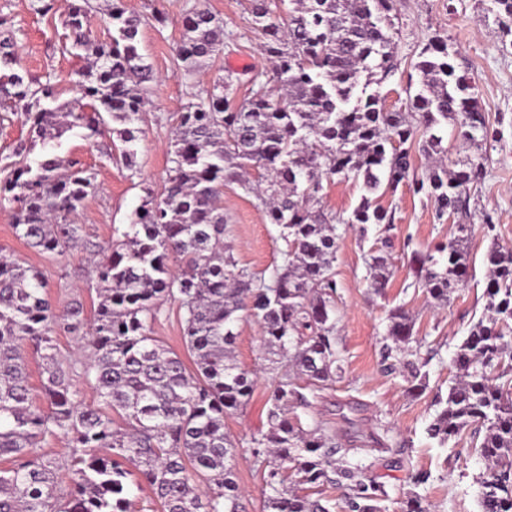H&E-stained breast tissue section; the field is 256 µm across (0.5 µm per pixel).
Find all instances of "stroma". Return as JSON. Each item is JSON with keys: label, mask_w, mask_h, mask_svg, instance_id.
I'll return each mask as SVG.
<instances>
[{"label": "stroma", "mask_w": 512, "mask_h": 512, "mask_svg": "<svg viewBox=\"0 0 512 512\" xmlns=\"http://www.w3.org/2000/svg\"><path fill=\"white\" fill-rule=\"evenodd\" d=\"M70 0H54L48 14L38 13V0H0V19L13 33L20 63L30 77L53 76L58 98H78L76 73L86 66L83 58L63 53L67 32L62 21ZM128 12L141 15V51L153 68L147 110L139 124L141 133L134 167L108 161L104 152L111 135L86 138L76 129L62 138L63 156L79 159L96 172L97 189L78 210L83 246L66 255L37 253L19 240L12 228L10 205L0 206V256L42 270L49 296L57 309L81 300L93 310L87 257L126 230L134 209L147 195L161 192L169 167L168 149L176 120L190 100L192 89L212 86L217 78L231 81L230 99L242 102L253 84L267 82L271 67L260 50L262 38L253 27L249 0H124ZM208 10L224 21V52L208 68L184 75L178 47L184 14L190 7ZM492 0H396L394 56L398 69L380 92L389 111L408 110L409 76L429 39L441 37L457 52L458 74L475 87L481 112L486 116L488 145L485 173L470 186L468 283L454 293L448 306L432 300L424 288L415 287L410 256L447 240L451 226L434 219L432 202L399 188L379 200L395 214L388 236L392 243L390 277L384 294L369 288L364 258L372 246L358 233L348 232L334 265L337 306V348L343 374L302 416L304 425L332 430L342 447L363 462L368 477L384 485L386 512H400L404 493L417 490L432 512H478L477 487L472 475L479 469L470 452L471 439L463 437L454 448L443 449L427 438L425 429L434 413L437 393L446 391L453 375V353L481 315L487 281L484 258L490 241L482 230L484 220L496 226L498 243L512 249V35L499 27ZM166 18L164 27L151 21L152 10ZM224 240L234 248L241 266L253 272L272 269L281 260L285 243L277 226L266 223L252 195L239 185L224 187ZM401 307L414 320L412 346L427 358L429 385L413 395L401 375L383 373L381 348L388 315ZM235 359L242 367L258 371L259 378L247 408L224 420L231 439L250 438L266 421L265 402L276 379L266 369L260 327L250 316L238 323ZM424 471L426 484L415 487L412 473Z\"/></svg>", "instance_id": "1"}]
</instances>
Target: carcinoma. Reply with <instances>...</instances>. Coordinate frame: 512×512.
<instances>
[{
	"instance_id": "cac0c4a2",
	"label": "carcinoma",
	"mask_w": 512,
	"mask_h": 512,
	"mask_svg": "<svg viewBox=\"0 0 512 512\" xmlns=\"http://www.w3.org/2000/svg\"><path fill=\"white\" fill-rule=\"evenodd\" d=\"M499 24L512 34V0H495ZM394 0H252L254 29L273 65L274 85L251 90L242 104L224 94V78L192 95L179 113L167 177L160 196L133 211L120 238L95 251L91 278L97 306L85 315L74 300L51 303L43 272L0 257V512H131V469L162 512H245L232 457L236 444L224 418L244 410L256 373L235 360L239 312L254 317L270 370L291 366L266 401V430L246 451L263 466V512H385L383 486L336 446L321 425L303 428L299 409L341 377L336 350V262L344 235L360 237L394 221L378 194L407 185L435 203L437 220L469 212V185L483 167L487 124L467 78L457 74V52L436 38L420 52L418 89L410 112H387L379 90L394 73ZM89 0H72L62 21L70 43L62 50L91 60L78 72L79 109L58 101L51 80L36 83L15 69L16 45L0 37V110L21 112L28 136L13 148L0 203L13 209L15 236L28 248L63 256L77 247L74 217L97 188L96 173L59 155L61 138L79 128L86 137L112 129L115 159L135 166L139 129L147 112L150 64L139 48L142 19L111 0L106 41L91 38ZM179 58L184 74L210 66L224 52V22L189 10ZM459 129L473 155L457 170L442 131ZM434 160L420 173L414 153ZM362 180L359 204L347 215L321 210L323 181ZM238 183L256 200L286 244L270 274L238 265L224 244V184ZM496 225L486 253L489 279L484 314L457 346L458 378L426 434L441 448L471 430L484 469L473 475L478 512H512V250L497 244ZM471 224H455L449 240L416 252V282L439 305L465 283ZM368 287L382 294L388 257L365 258ZM183 310L182 330L193 369L152 336L165 303ZM414 322L402 308L389 314L384 370L403 373L408 391L423 393L427 362L407 360ZM90 331L81 366L59 358L55 335ZM41 352L39 393L29 381L26 347ZM81 377L102 405L84 403ZM306 380L300 386L296 378ZM309 393H304V390ZM47 403L37 405L36 399ZM123 418L117 427L112 414ZM63 436L72 448L69 481L60 491L59 462L35 455L39 444ZM108 452L99 454L97 449ZM202 478L205 488L190 473ZM345 488L342 505L318 497L324 484ZM401 512H430L409 491Z\"/></svg>"
}]
</instances>
